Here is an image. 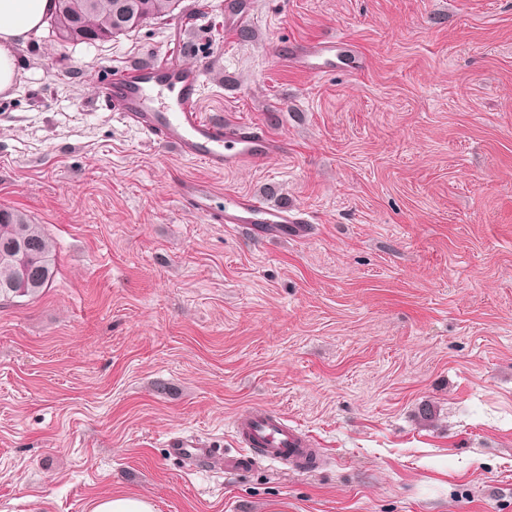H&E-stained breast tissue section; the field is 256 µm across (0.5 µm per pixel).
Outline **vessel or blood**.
<instances>
[{
  "mask_svg": "<svg viewBox=\"0 0 512 512\" xmlns=\"http://www.w3.org/2000/svg\"><path fill=\"white\" fill-rule=\"evenodd\" d=\"M251 0H224V29L239 33L248 23ZM351 55L344 35L336 34L307 42L288 43L279 50L283 64L309 76L320 77L335 70ZM204 71L195 66L175 65L156 59L128 66L114 75L107 94L122 119L152 140L173 149L179 156L204 163L212 170L245 169L259 162L287 156V139L265 126L244 120L218 119L200 110ZM213 186L206 181H188L182 186L185 205L208 215L217 224H232L255 239H287L289 233L306 232L309 218L292 207L270 205L250 193L224 195V209L212 212ZM235 433L247 452L226 457L224 465L241 470L254 456L309 465L317 452L312 438L272 411H254L236 418ZM171 454L201 461L212 448L191 437L171 439Z\"/></svg>",
  "mask_w": 512,
  "mask_h": 512,
  "instance_id": "b4317fda",
  "label": "vessel or blood"
}]
</instances>
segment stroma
I'll use <instances>...</instances> for the list:
<instances>
[{
	"mask_svg": "<svg viewBox=\"0 0 512 512\" xmlns=\"http://www.w3.org/2000/svg\"><path fill=\"white\" fill-rule=\"evenodd\" d=\"M224 0L93 45L41 28L0 94V208L44 225L58 274L0 305V512H512V0ZM340 33L318 79L279 45ZM164 57L204 112L284 159L215 173L126 125L102 88ZM190 180L302 210L256 242L187 207ZM263 407L318 465L226 470ZM195 435L204 464L168 452ZM250 4V0L224 1V31L234 35L248 24ZM90 512H155L153 504L141 497L126 494L101 496L93 501Z\"/></svg>",
	"mask_w": 512,
	"mask_h": 512,
	"instance_id": "35a3bbf8",
	"label": "stroma"
}]
</instances>
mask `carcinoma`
I'll list each match as a JSON object with an SVG mask.
<instances>
[{"instance_id": "carcinoma-1", "label": "carcinoma", "mask_w": 512, "mask_h": 512, "mask_svg": "<svg viewBox=\"0 0 512 512\" xmlns=\"http://www.w3.org/2000/svg\"><path fill=\"white\" fill-rule=\"evenodd\" d=\"M59 8L48 18L52 35L62 42L77 43L80 33L87 29L108 41L137 29L124 20V13L140 14L147 20L171 16L179 0H58ZM21 237L31 245L35 259V281L32 287L18 294L6 287L15 277V264L0 260V303L16 299L36 298L51 287L56 277L55 243L42 224L33 223L28 216L12 209L0 210V240Z\"/></svg>"}]
</instances>
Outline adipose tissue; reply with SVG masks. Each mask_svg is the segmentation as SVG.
<instances>
[{
  "mask_svg": "<svg viewBox=\"0 0 512 512\" xmlns=\"http://www.w3.org/2000/svg\"><path fill=\"white\" fill-rule=\"evenodd\" d=\"M54 9L53 0H0V93L19 75L16 49L39 31Z\"/></svg>",
  "mask_w": 512,
  "mask_h": 512,
  "instance_id": "1",
  "label": "adipose tissue"
}]
</instances>
